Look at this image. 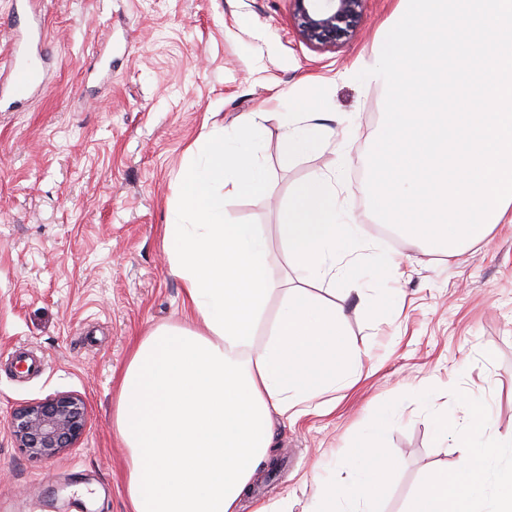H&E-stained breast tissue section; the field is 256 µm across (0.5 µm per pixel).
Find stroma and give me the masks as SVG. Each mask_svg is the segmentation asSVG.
I'll use <instances>...</instances> for the list:
<instances>
[{"label": "stroma", "instance_id": "obj_1", "mask_svg": "<svg viewBox=\"0 0 512 512\" xmlns=\"http://www.w3.org/2000/svg\"><path fill=\"white\" fill-rule=\"evenodd\" d=\"M396 6L367 0L357 32L320 50L296 36L291 0H38L45 85L0 112V512H127L120 380L137 340L187 319L163 241L176 179L202 133L233 131L254 112L271 115L259 153L267 191L228 196L224 210L271 242L277 289L256 341H267L285 283L305 278L277 236L280 207L297 183L332 173L368 245L352 282L360 297L343 309L344 340L366 357L354 384L321 396L323 412L277 424L240 512L282 498L309 512L320 485L354 481L386 416L396 468L373 512H405L425 473L456 466L440 416L462 425L484 404L494 430L512 432V224L448 257L384 235L369 206L386 89L355 76ZM304 103L335 113L332 146L290 157L281 134ZM59 392L86 401L82 440L28 457L11 415Z\"/></svg>", "mask_w": 512, "mask_h": 512}]
</instances>
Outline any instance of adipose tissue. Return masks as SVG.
I'll list each match as a JSON object with an SVG mask.
<instances>
[{"label": "adipose tissue", "instance_id": "ef3b65f1", "mask_svg": "<svg viewBox=\"0 0 512 512\" xmlns=\"http://www.w3.org/2000/svg\"><path fill=\"white\" fill-rule=\"evenodd\" d=\"M267 119L255 112L233 135L200 136L180 172L165 240L190 322L142 337L123 374L114 422L127 453L129 512H238L277 418L308 413L362 363L363 351L341 339L335 302L298 286L285 290L265 345H254L275 288L269 240L260 225L228 221L224 198L265 190L257 146ZM281 143L290 155L319 153L330 136L318 113L297 112ZM279 218L290 268L311 283L350 279L343 256L360 247L358 226L328 179L297 184ZM439 427L462 448L461 461L429 475L406 512H512V469L493 487L486 476L499 450L512 447V433L492 432L483 408L467 427L445 417ZM385 431L381 424L370 436L362 479L320 487L312 512L370 506L392 471Z\"/></svg>", "mask_w": 512, "mask_h": 512}]
</instances>
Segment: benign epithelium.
I'll return each mask as SVG.
<instances>
[{
  "label": "benign epithelium",
  "mask_w": 512,
  "mask_h": 512,
  "mask_svg": "<svg viewBox=\"0 0 512 512\" xmlns=\"http://www.w3.org/2000/svg\"><path fill=\"white\" fill-rule=\"evenodd\" d=\"M299 36L331 48L349 38L362 21L366 0H292ZM86 423L84 399L64 392L17 409L11 433L25 454L49 459L76 447Z\"/></svg>",
  "instance_id": "benign-epithelium-1"
}]
</instances>
